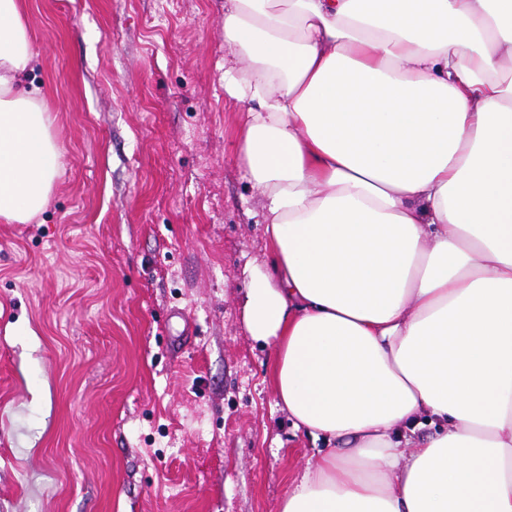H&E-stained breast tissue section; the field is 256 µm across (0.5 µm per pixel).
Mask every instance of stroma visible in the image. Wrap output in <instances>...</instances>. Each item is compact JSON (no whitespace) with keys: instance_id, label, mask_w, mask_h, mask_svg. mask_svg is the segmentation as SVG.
Returning <instances> with one entry per match:
<instances>
[{"instance_id":"1","label":"stroma","mask_w":512,"mask_h":512,"mask_svg":"<svg viewBox=\"0 0 512 512\" xmlns=\"http://www.w3.org/2000/svg\"><path fill=\"white\" fill-rule=\"evenodd\" d=\"M63 167L0 223V512H279L313 452L239 306L272 264L224 0H25Z\"/></svg>"}]
</instances>
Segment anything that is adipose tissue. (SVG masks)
Returning a JSON list of instances; mask_svg holds the SVG:
<instances>
[{
	"label": "adipose tissue",
	"mask_w": 512,
	"mask_h": 512,
	"mask_svg": "<svg viewBox=\"0 0 512 512\" xmlns=\"http://www.w3.org/2000/svg\"><path fill=\"white\" fill-rule=\"evenodd\" d=\"M224 44L275 254L241 310L320 444L281 512H512V0H224ZM34 61L0 0L6 224L62 168Z\"/></svg>",
	"instance_id": "ef3b65f1"
}]
</instances>
